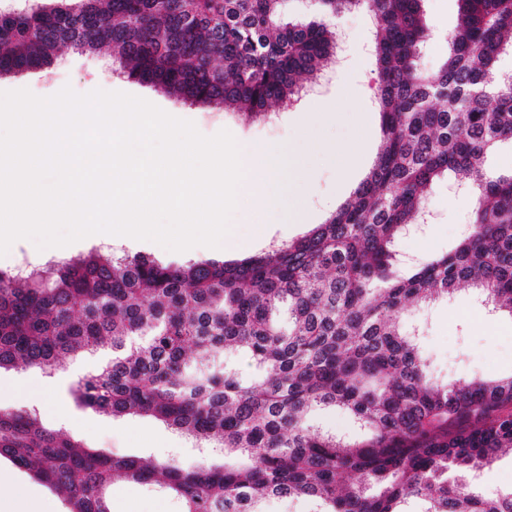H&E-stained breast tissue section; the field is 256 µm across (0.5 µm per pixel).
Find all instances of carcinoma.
Instances as JSON below:
<instances>
[{
  "label": "carcinoma",
  "instance_id": "carcinoma-1",
  "mask_svg": "<svg viewBox=\"0 0 512 512\" xmlns=\"http://www.w3.org/2000/svg\"><path fill=\"white\" fill-rule=\"evenodd\" d=\"M442 65L416 58L431 38L423 0H316L306 23L283 0H52L0 16V70L50 64L62 46H106L127 77L206 106L258 117L289 102L336 53L326 18L375 21L374 92L383 146L351 200L307 235L240 261L163 265L94 251L21 277L0 270V369L48 375L75 354L109 358L70 387L75 403L152 416L244 462L194 467L91 450L0 405V458L60 492L68 512H112L117 478L159 489L181 512H262L270 497H306L315 512H512L489 493L512 448V376L443 384L415 338L407 304L462 285L512 315V170L489 156L512 143V0H457ZM475 190L471 228L450 252L396 268L399 239L425 221L433 185ZM250 361L245 379L224 354ZM333 406L358 421L354 442L308 422Z\"/></svg>",
  "mask_w": 512,
  "mask_h": 512
}]
</instances>
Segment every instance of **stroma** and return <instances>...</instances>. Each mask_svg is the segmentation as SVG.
<instances>
[{
  "label": "stroma",
  "instance_id": "stroma-1",
  "mask_svg": "<svg viewBox=\"0 0 512 512\" xmlns=\"http://www.w3.org/2000/svg\"><path fill=\"white\" fill-rule=\"evenodd\" d=\"M426 21L434 38L420 60L423 70L440 67L448 52L446 36L457 24L456 0H424ZM339 35L336 61L328 63L316 77L301 84L297 102L273 106L268 120L244 119L235 110L202 107L179 100L153 86L120 76L117 54L85 53L63 48L48 68L29 70L0 78V91L29 89L48 97L63 87L86 94L101 89L141 97L166 113L194 122L206 136L229 131L239 146L250 143H289L308 155L310 163L302 179L312 192L305 223L269 224L247 251L234 246L169 251L151 241L132 240L113 244L116 253L141 254L158 262L182 264L190 260L232 261L243 255L268 253L272 244L288 242L307 234L349 200L372 168L382 142L379 114L372 95L361 93L360 85L372 84V63L361 60L354 37L372 46L375 27L371 16L352 11L335 18ZM322 102L305 128L297 126L293 114L310 101ZM319 142L332 144L327 154L316 152ZM474 206L471 193L453 177L436 183L428 198L431 221L419 232L402 240L404 266L453 249L466 231ZM57 252L38 249L29 239L12 244L0 256V270L16 272L39 269L57 259ZM407 328L417 330L424 355L434 374L442 380L497 379L512 375V316L489 312L475 290L465 289L425 307L408 312ZM100 354L80 355L68 360L63 372L49 377L31 369H0V403L35 411L38 419L82 440L90 448L134 456L146 461H167L179 466L199 456L196 443L180 431L150 416L108 417L77 407L69 387L78 377L94 371L103 362ZM8 475L21 496L16 512L31 506L33 512H66L65 501L27 471L0 459V474ZM112 512H180L173 497L131 481L112 485Z\"/></svg>",
  "mask_w": 512,
  "mask_h": 512
}]
</instances>
